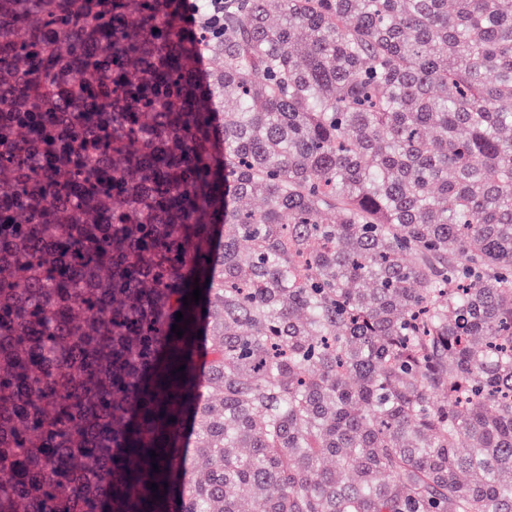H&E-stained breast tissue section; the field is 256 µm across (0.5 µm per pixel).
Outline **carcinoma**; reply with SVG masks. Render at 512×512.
Here are the masks:
<instances>
[{
    "mask_svg": "<svg viewBox=\"0 0 512 512\" xmlns=\"http://www.w3.org/2000/svg\"><path fill=\"white\" fill-rule=\"evenodd\" d=\"M0 512H512V0H0ZM183 19L188 25L204 22L222 29L224 0H182Z\"/></svg>",
    "mask_w": 512,
    "mask_h": 512,
    "instance_id": "cac0c4a2",
    "label": "carcinoma"
}]
</instances>
